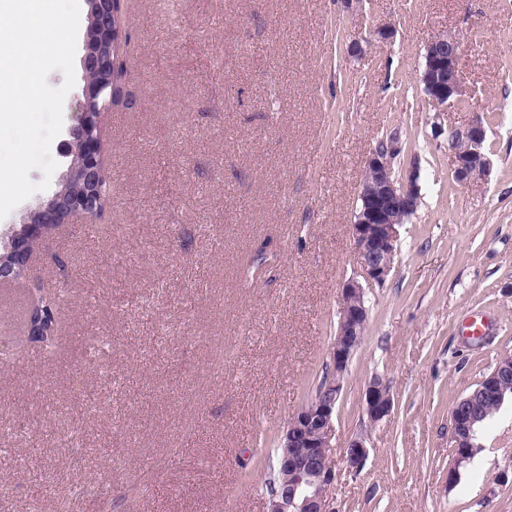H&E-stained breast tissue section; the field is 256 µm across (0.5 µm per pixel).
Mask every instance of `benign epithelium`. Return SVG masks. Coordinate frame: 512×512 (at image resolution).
Segmentation results:
<instances>
[{"instance_id":"benign-epithelium-1","label":"benign epithelium","mask_w":512,"mask_h":512,"mask_svg":"<svg viewBox=\"0 0 512 512\" xmlns=\"http://www.w3.org/2000/svg\"><path fill=\"white\" fill-rule=\"evenodd\" d=\"M89 26L82 59L84 73L83 101L77 124L71 129L66 152L72 156L64 188L43 206L26 217V232L10 236L7 248L14 257L30 266L40 241L54 227L73 219L94 221L100 210L86 197L75 195L76 181L93 183L103 167L105 143L103 117L115 106L113 90L102 75L113 68L115 54L126 50L123 14L109 8L107 0H88ZM463 45L452 33L433 37L422 55L420 83L428 99L444 113L464 99L459 77ZM447 133L452 174L466 185L487 175L490 159L486 148L487 131L483 119L464 127L437 125ZM401 152L399 135L392 134L369 152L364 162L357 208L350 233L360 258L359 276L347 279L341 289V309L336 336L328 351L333 375L325 395L302 405L284 427L277 457V469L288 472V481L267 498L266 512H332L328 493L337 479L336 463L330 452V438L336 404L343 389L349 362L362 342L368 317L364 285L384 283L392 268L405 215L416 209L419 189L415 175L407 179L396 175L394 163ZM512 387V352L503 354L492 372L450 415V437L457 461L469 459L474 451V430L479 418L474 405L479 401L504 403L506 387ZM363 404L368 421L376 424L389 416L393 398L388 386L375 379L367 386ZM369 455L362 435L349 440L344 460L349 469L358 471Z\"/></svg>"}]
</instances>
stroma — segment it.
<instances>
[{
  "label": "stroma",
  "mask_w": 512,
  "mask_h": 512,
  "mask_svg": "<svg viewBox=\"0 0 512 512\" xmlns=\"http://www.w3.org/2000/svg\"><path fill=\"white\" fill-rule=\"evenodd\" d=\"M124 0L127 98L104 116L101 219L47 235L29 284L60 298L58 348L0 364V512H264L289 417L314 395L359 270L363 163L398 132L420 204L343 380L336 512H512V402L457 462L455 403L512 352V0ZM392 25L377 43L375 26ZM461 34L487 177L454 183L420 83ZM363 43L361 55L347 51ZM81 85L51 145L59 182ZM394 400L370 424L373 379ZM363 435L359 474L343 463Z\"/></svg>",
  "instance_id": "35a3bbf8"
}]
</instances>
